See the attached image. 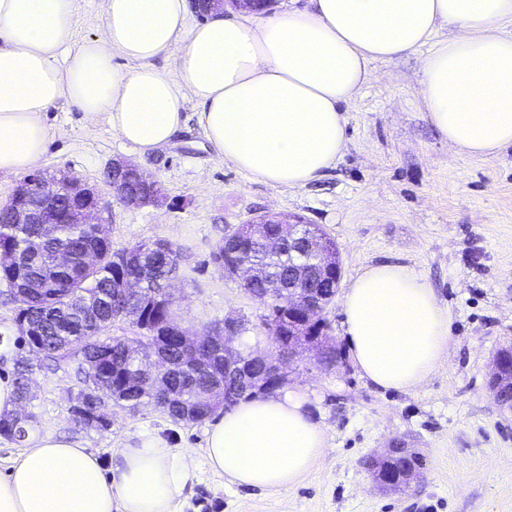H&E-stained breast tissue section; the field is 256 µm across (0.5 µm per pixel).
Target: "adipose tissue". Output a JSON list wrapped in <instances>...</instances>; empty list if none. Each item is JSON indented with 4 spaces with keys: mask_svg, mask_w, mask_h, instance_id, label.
Here are the masks:
<instances>
[{
    "mask_svg": "<svg viewBox=\"0 0 512 512\" xmlns=\"http://www.w3.org/2000/svg\"><path fill=\"white\" fill-rule=\"evenodd\" d=\"M75 0H0V174L19 176L46 151L45 114L66 102L106 115L140 154L168 145L186 100L219 157L273 185L302 187L347 146L341 110L370 65L433 49L419 78L430 123L458 152L512 146V0H308L258 20L216 13L201 24L187 0H103L97 35L73 43ZM446 39L435 40L441 27ZM173 72L153 66L172 47ZM133 62L123 73L114 57ZM344 334L362 376L384 390L421 385L449 336L432 288L400 264L366 267L346 290ZM207 464L231 483L296 485L325 455L326 436L293 394L257 396L210 421ZM194 467L166 440L143 437L110 466L47 434L0 477V512H175Z\"/></svg>",
    "mask_w": 512,
    "mask_h": 512,
    "instance_id": "adipose-tissue-1",
    "label": "adipose tissue"
}]
</instances>
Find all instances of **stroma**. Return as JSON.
I'll return each mask as SVG.
<instances>
[{
	"label": "stroma",
	"mask_w": 512,
	"mask_h": 512,
	"mask_svg": "<svg viewBox=\"0 0 512 512\" xmlns=\"http://www.w3.org/2000/svg\"><path fill=\"white\" fill-rule=\"evenodd\" d=\"M428 48L372 65L373 79L344 104L348 147L336 165L306 186H275L221 159L206 139L194 102L173 140L139 154L106 116L87 122L70 106L45 114L50 143L40 170L66 171L110 189L111 159L135 160L159 179L164 206L113 207V248L171 244L179 254L176 319L198 329L241 318L239 346L270 351L263 306L225 277L212 254L227 230L284 212L321 225L339 251L341 288L367 266L413 268L449 313L442 361L418 388L382 390L356 367L343 336L341 298L323 317L342 359L323 368L309 354L288 367L286 392L297 395L324 429L327 449L290 489L245 488L206 464V426L172 423L154 406L134 413L105 404V430L72 416L83 386L78 358L31 357L27 412L37 435L70 437L111 462L114 450L141 435L165 438L193 464L196 477L176 512H512V410L500 407L488 380L498 350L512 343V147L485 159L456 152L429 122L419 76ZM424 454L422 479L402 494L379 491L361 462L394 440Z\"/></svg>",
	"instance_id": "obj_1"
}]
</instances>
